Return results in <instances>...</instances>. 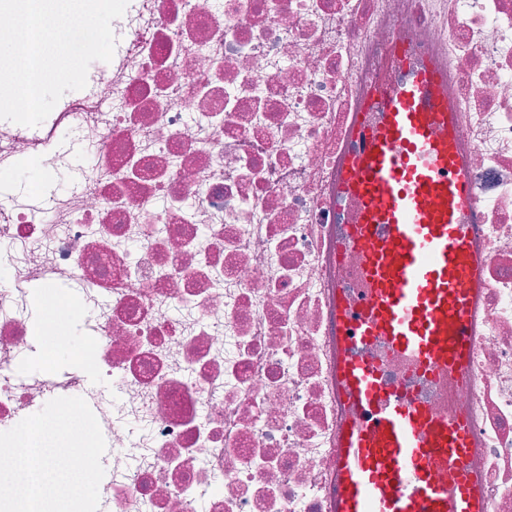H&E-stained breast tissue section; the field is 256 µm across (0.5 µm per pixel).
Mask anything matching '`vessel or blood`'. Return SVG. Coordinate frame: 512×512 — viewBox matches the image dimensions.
<instances>
[{
    "label": "vessel or blood",
    "instance_id": "obj_1",
    "mask_svg": "<svg viewBox=\"0 0 512 512\" xmlns=\"http://www.w3.org/2000/svg\"><path fill=\"white\" fill-rule=\"evenodd\" d=\"M455 121L436 67L414 71L379 91L341 176L360 208L346 244L362 267L356 295L336 299V387L350 414L336 436L335 512H487L469 471L475 437L465 415L387 384L371 353L382 346L424 375L466 371L482 263ZM443 469L457 473L454 485L435 481Z\"/></svg>",
    "mask_w": 512,
    "mask_h": 512
}]
</instances>
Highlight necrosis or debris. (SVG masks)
<instances>
[{"instance_id": "1", "label": "necrosis or debris", "mask_w": 512, "mask_h": 512, "mask_svg": "<svg viewBox=\"0 0 512 512\" xmlns=\"http://www.w3.org/2000/svg\"><path fill=\"white\" fill-rule=\"evenodd\" d=\"M112 60L37 127L0 121V173L92 152L78 193L0 203V432L83 397L109 448L99 512H334L337 201L352 120L435 60L473 181L470 378L447 387L476 435L488 512H512V0H129ZM78 286L84 343L19 377L34 285ZM141 463L129 468V449Z\"/></svg>"}]
</instances>
